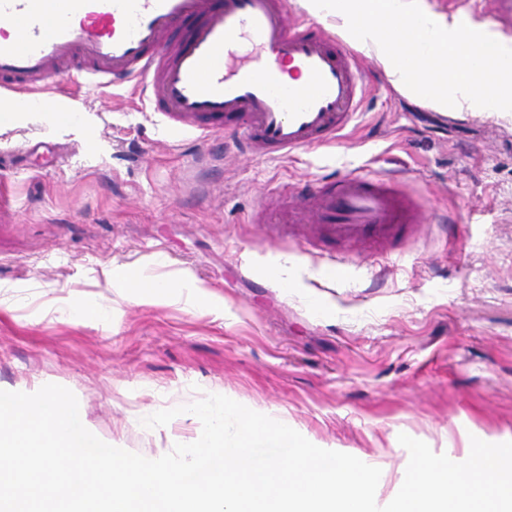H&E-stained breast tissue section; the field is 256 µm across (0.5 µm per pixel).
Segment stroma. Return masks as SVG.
I'll return each mask as SVG.
<instances>
[{
  "label": "stroma",
  "mask_w": 512,
  "mask_h": 512,
  "mask_svg": "<svg viewBox=\"0 0 512 512\" xmlns=\"http://www.w3.org/2000/svg\"><path fill=\"white\" fill-rule=\"evenodd\" d=\"M362 61L351 127L276 160L221 131L174 132L130 84L56 79L57 112L0 123V389L64 386L98 438L134 453L171 451L198 425L149 434L131 412L221 392L379 467L385 498L409 459L399 434L455 457L474 436L512 441V119L434 111ZM353 173L424 206L401 248H313L278 225L281 190ZM338 258L349 273L332 282ZM277 264L296 287L267 275ZM144 278H191L210 300L140 304ZM98 294L110 318L61 315Z\"/></svg>",
  "instance_id": "obj_1"
}]
</instances>
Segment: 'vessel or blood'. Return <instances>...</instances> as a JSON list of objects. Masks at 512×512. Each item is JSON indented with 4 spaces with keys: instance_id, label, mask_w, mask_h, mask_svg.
I'll return each instance as SVG.
<instances>
[{
    "instance_id": "1",
    "label": "vessel or blood",
    "mask_w": 512,
    "mask_h": 512,
    "mask_svg": "<svg viewBox=\"0 0 512 512\" xmlns=\"http://www.w3.org/2000/svg\"><path fill=\"white\" fill-rule=\"evenodd\" d=\"M298 74L281 76L284 65ZM142 81L174 126L237 128L252 152L285 156L337 140L359 112L361 59L286 0H0V84L42 93L47 79ZM309 244L375 256L422 215L390 182L350 174L289 200Z\"/></svg>"
}]
</instances>
